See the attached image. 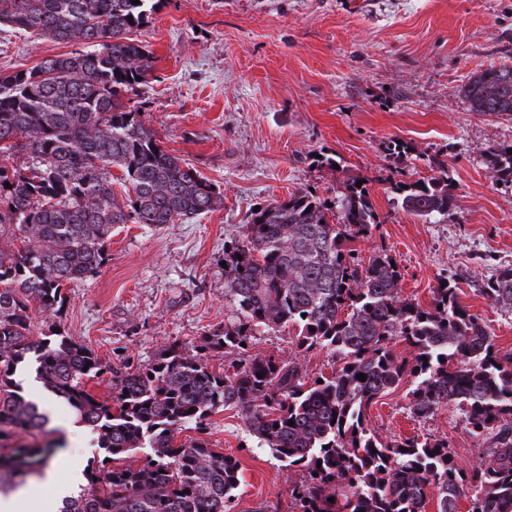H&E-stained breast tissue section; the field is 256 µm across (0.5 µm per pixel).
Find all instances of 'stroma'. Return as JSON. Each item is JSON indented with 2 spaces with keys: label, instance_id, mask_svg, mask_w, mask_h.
Listing matches in <instances>:
<instances>
[{
  "label": "stroma",
  "instance_id": "35a3bbf8",
  "mask_svg": "<svg viewBox=\"0 0 512 512\" xmlns=\"http://www.w3.org/2000/svg\"><path fill=\"white\" fill-rule=\"evenodd\" d=\"M133 37L154 64L133 104L224 204L177 224L115 225L108 260L67 288L59 323L69 336L111 369L151 364L175 342L223 371L229 357L202 345L228 314L225 242L241 240L255 207L301 189L331 203L362 180L379 224L355 242L359 256L391 255L401 298L424 307L451 280L512 354V312L481 291L512 265V183H498L486 159L488 148L512 145V116L475 112L461 92L475 73L512 65V0H161ZM70 50L4 26L0 73ZM397 142L407 152L393 153ZM434 176L448 179L455 206L430 217L404 210L399 187ZM412 386L406 379L380 396L369 427L386 440L444 439L460 464L475 462L478 443L462 412L451 405L413 417ZM49 418L58 443L45 449V465L75 459L87 468L94 431L59 400ZM206 437L240 461L234 512L286 507L285 468L236 411L213 414Z\"/></svg>",
  "mask_w": 512,
  "mask_h": 512
}]
</instances>
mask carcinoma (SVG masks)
Returning a JSON list of instances; mask_svg holds the SVG:
<instances>
[{"instance_id":"1","label":"carcinoma","mask_w":512,"mask_h":512,"mask_svg":"<svg viewBox=\"0 0 512 512\" xmlns=\"http://www.w3.org/2000/svg\"><path fill=\"white\" fill-rule=\"evenodd\" d=\"M156 9L154 0H0V26L74 46L69 53L0 73V475L18 488L42 462V442L57 434L49 416L14 379L35 364V378L97 434L100 466L61 512H232L242 481L239 460L201 437L206 421L231 408L258 447L303 479L289 484L291 512H512V356L462 307L451 283L429 308L399 296L393 257L368 261L349 244L378 224L366 187L352 183L336 202L309 191L251 213L242 244L224 245V332L206 348L237 355L216 374L173 344L152 364L113 372L112 397L86 390L104 373L88 347L63 333L33 331L32 307L61 314L65 286L93 276L108 259L116 224H175L220 208L216 186L167 151L123 97L153 75V57L130 37ZM133 20H128V17ZM141 80H136V77ZM474 111L512 115V65L490 67L462 86ZM495 177L512 182V154L490 148ZM132 194L118 200L112 169ZM402 207L445 215L456 197L432 177L398 188ZM484 292L512 311V267L496 271ZM292 328L286 359L254 352V341ZM401 339L412 359L391 349ZM328 350L336 367L306 380L303 360ZM445 361H440V358ZM365 375L361 381L358 376ZM410 378V409L429 419L452 404L482 458L458 465L443 439L385 442L368 428L370 406ZM323 383H318V380ZM294 425H289V421ZM192 424L200 436L176 442ZM147 448L141 464L118 465Z\"/></svg>"}]
</instances>
